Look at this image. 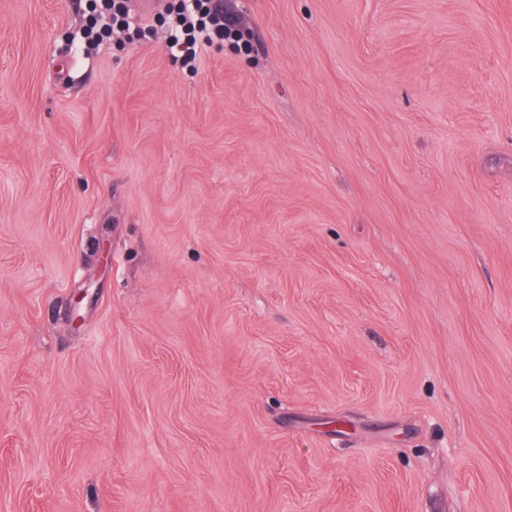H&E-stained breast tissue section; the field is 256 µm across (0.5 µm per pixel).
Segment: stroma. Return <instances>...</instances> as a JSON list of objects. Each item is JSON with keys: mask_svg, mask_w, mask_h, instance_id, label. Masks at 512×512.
Instances as JSON below:
<instances>
[{"mask_svg": "<svg viewBox=\"0 0 512 512\" xmlns=\"http://www.w3.org/2000/svg\"><path fill=\"white\" fill-rule=\"evenodd\" d=\"M0 0V512H512V0ZM94 10L98 11L93 23L88 27L85 33L86 45L93 47L104 37H107L112 32V24L107 21L98 26V21L108 19L111 22H123L118 17L125 15L123 1L118 0H99L94 1ZM169 12L167 41L175 60L184 66H194L200 55L215 40L232 38L248 49L243 32L224 19L222 11L212 10L211 0H181Z\"/></svg>", "mask_w": 512, "mask_h": 512, "instance_id": "stroma-1", "label": "stroma"}]
</instances>
